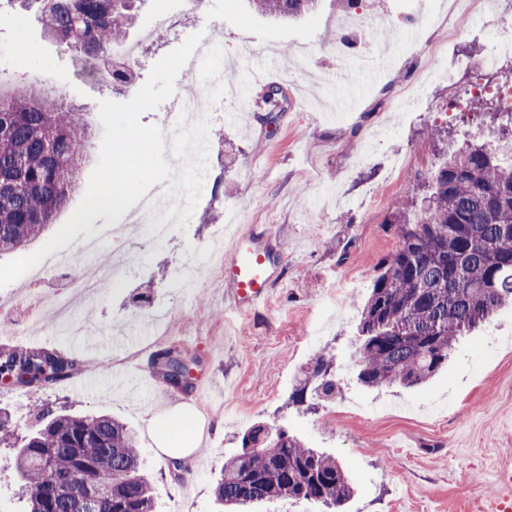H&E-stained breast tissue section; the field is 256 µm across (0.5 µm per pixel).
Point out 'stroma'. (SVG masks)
<instances>
[{
	"instance_id": "35a3bbf8",
	"label": "stroma",
	"mask_w": 512,
	"mask_h": 512,
	"mask_svg": "<svg viewBox=\"0 0 512 512\" xmlns=\"http://www.w3.org/2000/svg\"><path fill=\"white\" fill-rule=\"evenodd\" d=\"M176 2L140 0L127 43L142 50L141 78L204 29L222 43L225 59L256 58L267 69L255 76L240 68L223 97L212 100L207 171L183 236L139 242L120 286L99 288L91 306L71 300L72 320L103 337L143 321L155 345L120 368L147 376L151 388L116 392L99 364L66 387L0 391V413L22 435L36 427L35 408L44 403L122 420L138 435L157 512L174 504L181 512H218L214 481L257 424L342 462L356 487L342 512H488L502 492L498 473L512 472V308L459 337L447 367L424 387L366 388L353 368L360 312L381 262L399 247L392 214L408 183L427 180L440 161L442 144L429 128L474 133L488 143L498 137L490 120L465 125L447 115L448 84L419 51L445 23L447 0H361L362 9L375 12L373 27L386 28L391 40L367 38V53L383 63L349 92L336 72L356 65L359 53L340 43L355 15L343 0H318L313 11L288 21L255 12L248 0H208L199 21L144 43V33ZM493 46V29L476 18L456 31L446 51L480 60ZM0 52V83L30 84L43 73L63 89L65 103L82 110L93 146L103 133L99 100L129 99L127 91L80 80L75 53L47 40L35 8L20 0H0ZM270 86L281 89L282 110L251 109L250 97ZM217 224L260 227L282 251L283 281L268 305L234 311L219 271L206 272L192 288L170 286L166 273L186 260L188 244L198 247L197 263L207 264ZM48 280L25 273L0 288V303L29 320L34 294H42L45 309L61 294ZM171 347L183 352L194 383L211 382L210 395L200 399L165 380L155 355ZM326 351L335 356L340 393L309 409L291 404L302 370ZM181 403L208 438L202 467L178 477L158 449V435L162 419ZM14 458V449L0 446V512H27Z\"/></svg>"
}]
</instances>
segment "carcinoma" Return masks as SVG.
I'll return each mask as SVG.
<instances>
[{"label":"carcinoma","mask_w":512,"mask_h":512,"mask_svg":"<svg viewBox=\"0 0 512 512\" xmlns=\"http://www.w3.org/2000/svg\"><path fill=\"white\" fill-rule=\"evenodd\" d=\"M37 5L45 35L80 62L126 43L137 0H25ZM316 0H252L255 10L296 17ZM100 79L127 89L133 76L105 67ZM501 143L466 141L446 154L422 189L395 210L400 246L385 259L361 310L355 360L366 388L425 384L448 363L457 338L512 303V112H495ZM90 151L82 113L18 85L0 97V253L24 248L64 209ZM179 353L159 363L178 380ZM82 370L75 357L46 348L0 350V378L53 387ZM333 358L318 357L296 381L291 401L336 393ZM40 429L22 438L16 469L28 512H155L141 473L136 434L107 416L37 409ZM242 452L224 461L213 487L228 509L260 501H321L341 507L354 493L336 458L261 425L244 432Z\"/></svg>","instance_id":"obj_1"}]
</instances>
